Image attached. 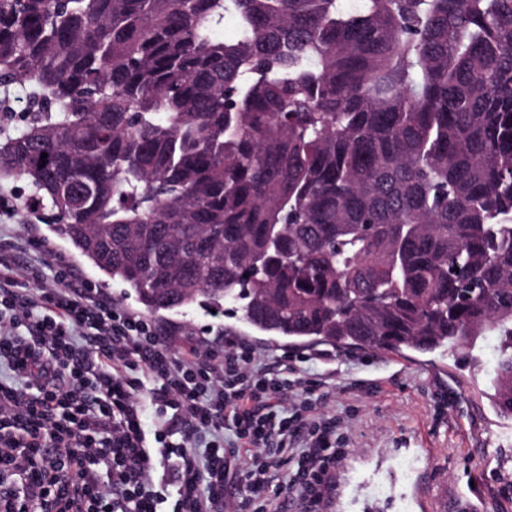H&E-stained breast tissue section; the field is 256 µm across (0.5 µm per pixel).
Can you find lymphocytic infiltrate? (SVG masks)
<instances>
[{
  "label": "lymphocytic infiltrate",
  "mask_w": 512,
  "mask_h": 512,
  "mask_svg": "<svg viewBox=\"0 0 512 512\" xmlns=\"http://www.w3.org/2000/svg\"><path fill=\"white\" fill-rule=\"evenodd\" d=\"M334 360L285 354L273 367L235 336L177 354L61 259L21 271L0 251V477L17 479L0 480V512L49 498L57 512H219L235 475L244 512H270L274 487L322 512L349 454L322 409Z\"/></svg>",
  "instance_id": "1"
}]
</instances>
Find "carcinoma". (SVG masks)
<instances>
[{"label":"carcinoma","mask_w":512,"mask_h":512,"mask_svg":"<svg viewBox=\"0 0 512 512\" xmlns=\"http://www.w3.org/2000/svg\"><path fill=\"white\" fill-rule=\"evenodd\" d=\"M11 82L0 178L146 314L403 355L493 333L512 414V0H0ZM29 102L27 85L0 86V140L24 129Z\"/></svg>","instance_id":"1"}]
</instances>
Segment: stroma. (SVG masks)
I'll return each instance as SVG.
<instances>
[{"mask_svg":"<svg viewBox=\"0 0 512 512\" xmlns=\"http://www.w3.org/2000/svg\"><path fill=\"white\" fill-rule=\"evenodd\" d=\"M29 106L27 86H0V139L24 129ZM0 191L15 205L14 211H0V247L17 263L36 265L25 242L41 240L65 258L73 279L91 282L99 298L140 313L122 284L104 277L54 232L51 221L28 207L25 179H2ZM154 322L175 350L208 345L227 334L273 357L289 348L287 341L239 328L226 315L196 305L161 312ZM496 356L482 340L465 359L451 353L400 360L337 350L339 373L326 387L323 406L335 412L350 450L324 493V512H359L354 501L364 497L376 503L377 512H464V505L477 501L487 512H512V494L505 492L512 485V414L496 410L490 400ZM423 448L430 450L431 462L419 460ZM412 488L420 492L422 509L405 495Z\"/></svg>","mask_w":512,"mask_h":512,"instance_id":"obj_1","label":"stroma"}]
</instances>
